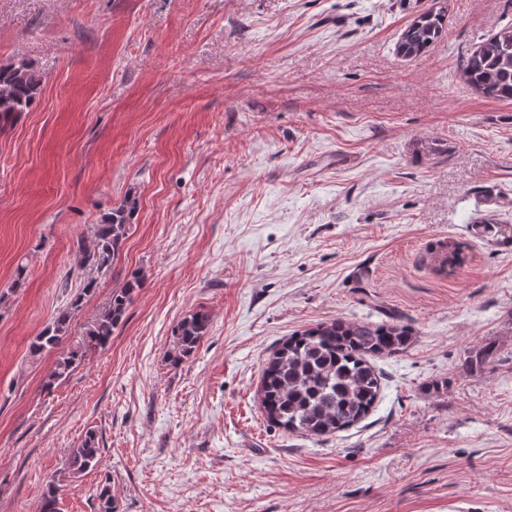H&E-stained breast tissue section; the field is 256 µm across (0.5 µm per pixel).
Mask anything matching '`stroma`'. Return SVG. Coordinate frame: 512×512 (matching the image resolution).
I'll return each instance as SVG.
<instances>
[{"label": "stroma", "mask_w": 512, "mask_h": 512, "mask_svg": "<svg viewBox=\"0 0 512 512\" xmlns=\"http://www.w3.org/2000/svg\"><path fill=\"white\" fill-rule=\"evenodd\" d=\"M429 10L441 39L400 58ZM511 24L512 0H0V65L44 77L0 123V512H36L90 429L99 466L61 512H93L106 474L120 512H512V101L461 70ZM131 192L75 331L127 272L145 284L109 347L45 392L57 355L28 345L79 289L78 240ZM443 240L468 245L449 276ZM200 309L208 335L167 366ZM384 311L414 334L375 360L364 420L313 436L266 419L280 341ZM444 26L441 11L423 12L402 32L396 52L405 58H417L427 53L440 39ZM209 325V315L203 310L193 312L177 323L172 328L166 364L175 369L184 363L207 335ZM496 354L492 343H487L475 352H470L464 363V370L470 375L480 373Z\"/></svg>", "instance_id": "35a3bbf8"}]
</instances>
